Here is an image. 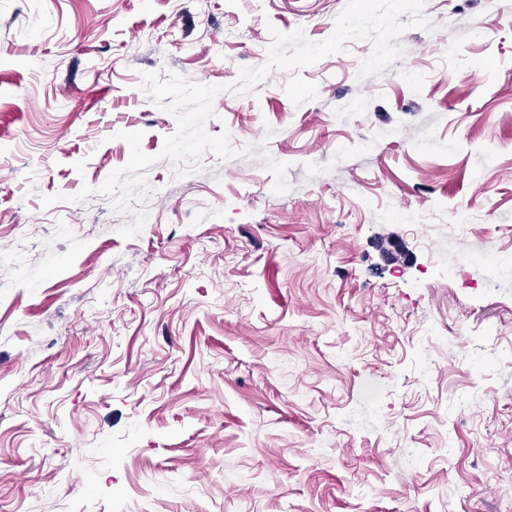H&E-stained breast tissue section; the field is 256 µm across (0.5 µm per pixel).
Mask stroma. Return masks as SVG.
I'll use <instances>...</instances> for the list:
<instances>
[{
	"label": "stroma",
	"instance_id": "obj_1",
	"mask_svg": "<svg viewBox=\"0 0 512 512\" xmlns=\"http://www.w3.org/2000/svg\"><path fill=\"white\" fill-rule=\"evenodd\" d=\"M345 4L0 0V512H512V0L233 91ZM171 72L257 154L176 177Z\"/></svg>",
	"mask_w": 512,
	"mask_h": 512
}]
</instances>
